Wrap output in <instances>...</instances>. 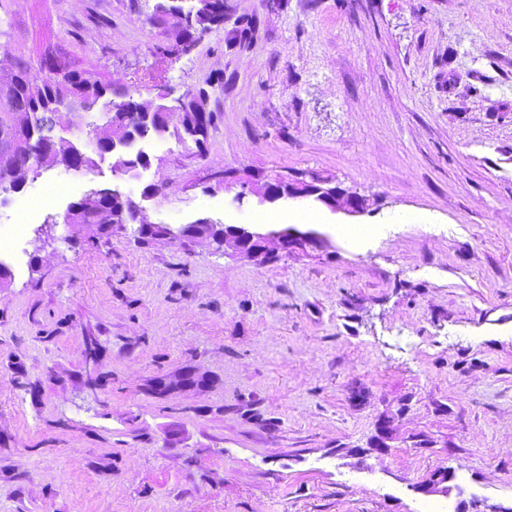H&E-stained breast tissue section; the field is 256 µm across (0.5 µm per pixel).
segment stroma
I'll list each match as a JSON object with an SVG mask.
<instances>
[{"label": "stroma", "mask_w": 512, "mask_h": 512, "mask_svg": "<svg viewBox=\"0 0 512 512\" xmlns=\"http://www.w3.org/2000/svg\"><path fill=\"white\" fill-rule=\"evenodd\" d=\"M154 3L12 5L14 43L77 33L63 51L142 100L224 88L204 156L154 138L138 177L48 168L0 204V226L22 229L0 258V512L511 505L512 0H228L173 64L152 52L176 36L146 25ZM301 175L370 212L238 195ZM95 183L150 224L285 210L328 246L273 241L260 263L90 224L39 234ZM349 226L377 232L356 244ZM186 367L209 385L150 393ZM381 422L389 450L373 454ZM448 467L449 494L417 492Z\"/></svg>", "instance_id": "1"}]
</instances>
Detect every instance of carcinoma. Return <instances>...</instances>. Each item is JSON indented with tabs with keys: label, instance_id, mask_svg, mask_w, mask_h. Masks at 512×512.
I'll use <instances>...</instances> for the list:
<instances>
[{
	"label": "carcinoma",
	"instance_id": "cac0c4a2",
	"mask_svg": "<svg viewBox=\"0 0 512 512\" xmlns=\"http://www.w3.org/2000/svg\"><path fill=\"white\" fill-rule=\"evenodd\" d=\"M13 0H0V46L13 52V67L0 73V92L17 104L15 111L0 109V139L12 141L17 149L15 167H0V203L3 196L23 189L29 177H38L49 166L84 174L92 171L95 157H115L113 171L127 173L135 166L148 164L146 153L134 154L123 147L129 135L135 140L174 137L183 141L190 129L200 130L194 145L203 153L215 127L216 114L208 109V87L186 91L181 113L173 114L166 103L159 101L149 107L129 90L117 91L112 81L86 60L77 65L54 46L48 45L33 62L24 47L12 42ZM208 0H193L185 9L169 3L162 12L152 11L145 18L150 26L157 24L181 31L188 41L196 42L213 29L224 25L223 18L210 9ZM105 111L106 123L86 133L88 145L60 131L49 132V115L64 108ZM136 211V205L122 197L114 187L98 186L81 200L73 202L63 217L66 224H119Z\"/></svg>",
	"mask_w": 512,
	"mask_h": 512
}]
</instances>
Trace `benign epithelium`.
<instances>
[{"label": "benign epithelium", "mask_w": 512, "mask_h": 512, "mask_svg": "<svg viewBox=\"0 0 512 512\" xmlns=\"http://www.w3.org/2000/svg\"><path fill=\"white\" fill-rule=\"evenodd\" d=\"M190 45L181 40L175 44L159 42L154 47V51L167 60H176L182 53L188 51ZM254 194L265 201H273L282 197L299 198L313 197L316 201L325 205L332 211L343 210L348 215H360L367 211L369 204L367 199L354 192H344L337 187H323L320 181H294L288 183V187L273 193L267 184L259 187L249 185L242 186V190L237 194L236 199L242 200L247 194ZM136 232L150 233L154 232L161 238L172 241L181 239H190L193 241L207 240L209 236L201 231L186 233V227L177 230L165 224H140ZM275 237L279 240L281 248L287 252L295 250H304L308 247L321 248L325 245V239L317 232L308 230L302 231L299 228L289 225L279 230H270L261 232L251 229L242 224L224 225V243L226 249H231L237 253L244 254L259 262H264L270 258L267 249V240ZM204 380L200 379L193 372H185L173 378L160 377L152 385L154 393L160 395L167 391L177 389L191 384H202ZM455 472L451 468H444L438 472L434 479L426 484L417 487L421 493H448V483L454 480Z\"/></svg>", "instance_id": "1"}]
</instances>
